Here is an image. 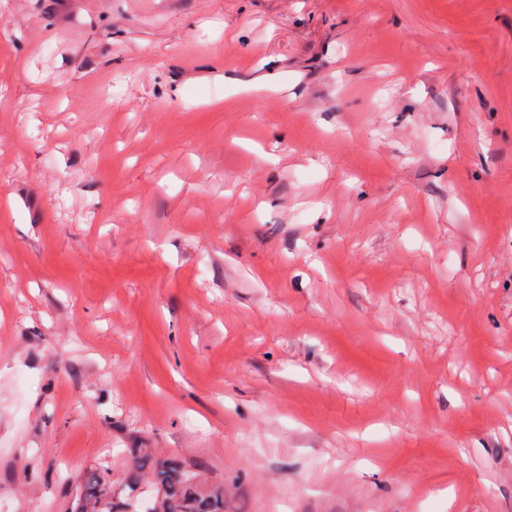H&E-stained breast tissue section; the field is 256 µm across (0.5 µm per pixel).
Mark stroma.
<instances>
[{
  "label": "stroma",
  "instance_id": "obj_1",
  "mask_svg": "<svg viewBox=\"0 0 512 512\" xmlns=\"http://www.w3.org/2000/svg\"><path fill=\"white\" fill-rule=\"evenodd\" d=\"M512 512V0H0V512ZM136 459L132 482L154 492L153 502L166 505V512H224V489H201L196 472L168 459L154 460L148 453ZM80 493L74 512H112V486L94 469L84 471L79 478ZM114 512V511H113Z\"/></svg>",
  "mask_w": 512,
  "mask_h": 512
}]
</instances>
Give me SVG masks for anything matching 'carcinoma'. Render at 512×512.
<instances>
[{"instance_id":"obj_1","label":"carcinoma","mask_w":512,"mask_h":512,"mask_svg":"<svg viewBox=\"0 0 512 512\" xmlns=\"http://www.w3.org/2000/svg\"><path fill=\"white\" fill-rule=\"evenodd\" d=\"M131 480L154 492V502L168 507L167 512H224V490L201 489L196 472L171 460L145 453L137 457ZM79 483L74 512H113L112 486L100 472L84 471Z\"/></svg>"}]
</instances>
